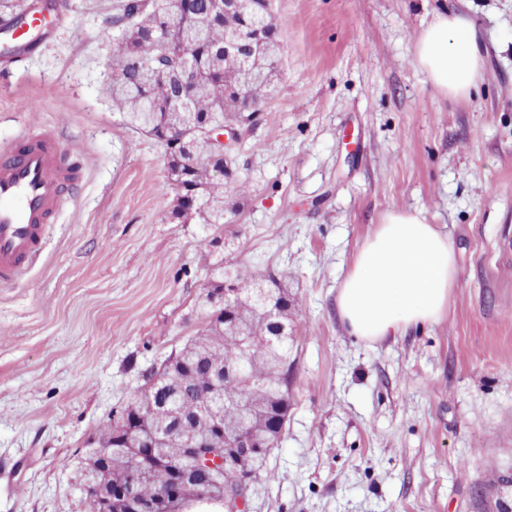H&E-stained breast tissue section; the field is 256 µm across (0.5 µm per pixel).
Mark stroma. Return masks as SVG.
<instances>
[{"mask_svg":"<svg viewBox=\"0 0 512 512\" xmlns=\"http://www.w3.org/2000/svg\"><path fill=\"white\" fill-rule=\"evenodd\" d=\"M24 62L0 61V143L50 129L82 184L41 255L0 288V512H84L87 454L141 374L207 324L218 269L289 297L288 422L249 512H512V0H273L272 91L228 159L224 225L167 219L163 146L107 93L118 0H70ZM483 58L469 96L415 60L442 6ZM389 211L424 214L458 281L437 323L352 335L336 296Z\"/></svg>","mask_w":512,"mask_h":512,"instance_id":"obj_1","label":"stroma"}]
</instances>
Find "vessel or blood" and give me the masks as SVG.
Returning <instances> with one entry per match:
<instances>
[{
    "label": "vessel or blood",
    "mask_w": 512,
    "mask_h": 512,
    "mask_svg": "<svg viewBox=\"0 0 512 512\" xmlns=\"http://www.w3.org/2000/svg\"><path fill=\"white\" fill-rule=\"evenodd\" d=\"M82 181L80 150L48 130L0 147V284L17 280L41 252Z\"/></svg>",
    "instance_id": "vessel-or-blood-1"
}]
</instances>
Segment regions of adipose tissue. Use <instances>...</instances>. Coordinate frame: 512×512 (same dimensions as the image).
<instances>
[{
    "mask_svg": "<svg viewBox=\"0 0 512 512\" xmlns=\"http://www.w3.org/2000/svg\"><path fill=\"white\" fill-rule=\"evenodd\" d=\"M416 63L441 93L468 96L482 70L471 23L458 12H439L417 39ZM456 280L447 236L421 212H390L346 274L337 313L353 335L395 336L439 321Z\"/></svg>",
    "mask_w": 512,
    "mask_h": 512,
    "instance_id": "ef3b65f1",
    "label": "adipose tissue"
}]
</instances>
